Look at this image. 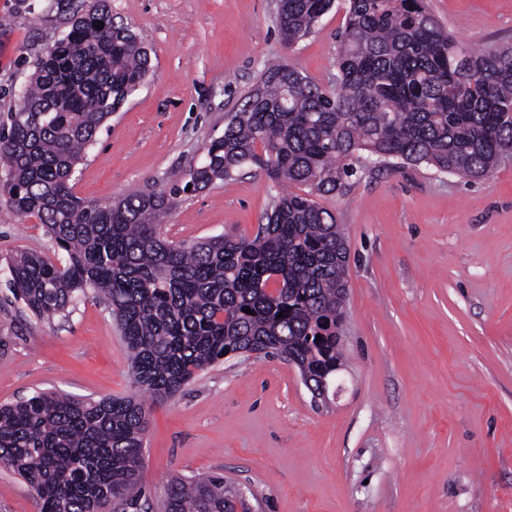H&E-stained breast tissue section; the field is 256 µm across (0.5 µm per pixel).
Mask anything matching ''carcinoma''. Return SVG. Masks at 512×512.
<instances>
[{"label":"carcinoma","instance_id":"obj_1","mask_svg":"<svg viewBox=\"0 0 512 512\" xmlns=\"http://www.w3.org/2000/svg\"><path fill=\"white\" fill-rule=\"evenodd\" d=\"M344 2L334 89L286 60L265 67L190 167L192 187L133 192L108 205L77 196L75 172L143 85L148 49L112 22L107 0H95L72 13L68 32L37 63L24 104L0 130V206L38 219L65 259L19 253L9 285L38 317L62 315L92 291L110 310L146 397L38 392L0 406V465L31 486L39 512H143L147 403L175 398L228 355L281 358L315 388L336 380L349 250L317 198L344 195L352 177L376 167L425 164L472 180L512 158V45L459 42L426 0ZM334 5L279 0L282 39L307 37ZM245 169L282 187L255 236L189 244L163 236L160 217L177 196ZM164 509L248 506L221 474L174 475Z\"/></svg>","mask_w":512,"mask_h":512}]
</instances>
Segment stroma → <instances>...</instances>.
<instances>
[{"label":"stroma","mask_w":512,"mask_h":512,"mask_svg":"<svg viewBox=\"0 0 512 512\" xmlns=\"http://www.w3.org/2000/svg\"><path fill=\"white\" fill-rule=\"evenodd\" d=\"M92 0H0V128L37 60ZM151 50L150 74L104 124L74 190L102 204L184 185L263 65L284 59L336 85L343 6L286 45L277 0H108ZM471 47L512 42V0H426ZM278 189L242 173L181 194L174 241L252 235ZM348 241L339 396L314 405L296 367L239 355L151 405L142 481L163 512L170 477L219 472L255 512H512V161L467 182L421 164L360 173L322 198ZM62 254L35 218L0 207V405L37 392L99 399L135 387L108 308L79 296L39 318L9 288V260ZM0 512H38L0 466Z\"/></svg>","instance_id":"1"}]
</instances>
